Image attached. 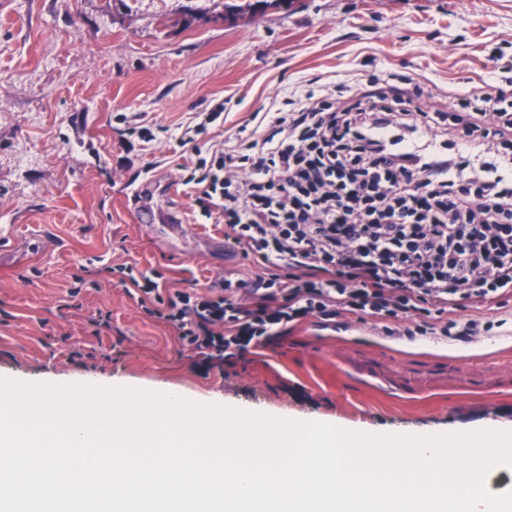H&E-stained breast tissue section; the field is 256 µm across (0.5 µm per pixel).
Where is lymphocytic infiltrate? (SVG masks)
I'll return each instance as SVG.
<instances>
[{
	"label": "lymphocytic infiltrate",
	"instance_id": "1",
	"mask_svg": "<svg viewBox=\"0 0 512 512\" xmlns=\"http://www.w3.org/2000/svg\"><path fill=\"white\" fill-rule=\"evenodd\" d=\"M288 104L191 181L201 216L263 274L165 292L115 265L146 313L207 370L346 314L387 337L490 333L494 321L458 311L512 296V96L490 86L429 112L383 93L341 108L312 88ZM438 128L452 152L403 150Z\"/></svg>",
	"mask_w": 512,
	"mask_h": 512
}]
</instances>
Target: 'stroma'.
Returning <instances> with one entry per match:
<instances>
[{
  "mask_svg": "<svg viewBox=\"0 0 512 512\" xmlns=\"http://www.w3.org/2000/svg\"><path fill=\"white\" fill-rule=\"evenodd\" d=\"M375 70L397 73L403 100L404 76L426 84L431 111L492 84L512 92V0H0V377L175 388L388 434L512 426V366L490 367L493 392L463 393L452 373L406 402L345 373V347H391L384 371L397 375L436 353L434 340L353 320L335 333L302 324L237 359L232 375L202 373L104 272L157 270L182 290L254 278L260 266L225 248L184 179L307 80ZM219 104L196 138L202 153L180 145L181 127ZM148 184L172 188L151 203L177 226L138 224L132 193ZM35 236L48 247L14 259Z\"/></svg>",
  "mask_w": 512,
  "mask_h": 512,
  "instance_id": "1",
  "label": "stroma"
}]
</instances>
